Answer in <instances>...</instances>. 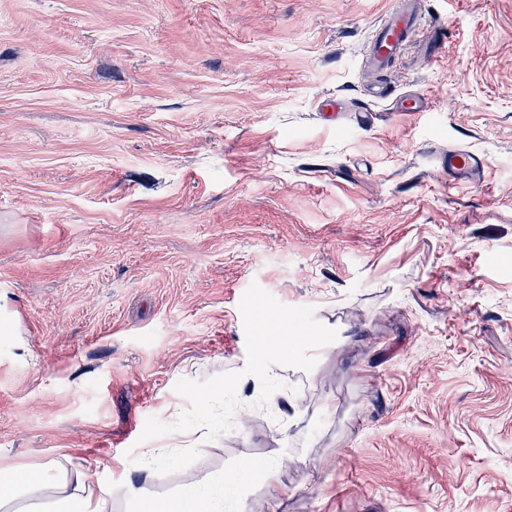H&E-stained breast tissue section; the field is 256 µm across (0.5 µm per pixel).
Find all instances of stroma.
I'll return each instance as SVG.
<instances>
[{"mask_svg": "<svg viewBox=\"0 0 512 512\" xmlns=\"http://www.w3.org/2000/svg\"><path fill=\"white\" fill-rule=\"evenodd\" d=\"M396 5L0 0V467L172 497L284 453L249 512H512V0H422L378 72ZM265 313L344 341L243 382ZM393 11L379 27L375 29L370 41L366 62L377 68H385L402 51L419 26V17L411 0ZM448 164V177L458 175L463 178L464 175L479 176L483 170V160L478 155L469 151H458L448 154L443 165Z\"/></svg>", "mask_w": 512, "mask_h": 512, "instance_id": "obj_1", "label": "stroma"}]
</instances>
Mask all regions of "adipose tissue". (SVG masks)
I'll return each instance as SVG.
<instances>
[{"label":"adipose tissue","instance_id":"obj_1","mask_svg":"<svg viewBox=\"0 0 512 512\" xmlns=\"http://www.w3.org/2000/svg\"><path fill=\"white\" fill-rule=\"evenodd\" d=\"M82 467L49 460L34 470H0V512H112L116 497L136 496L138 512H224V478L196 481L176 497L134 492L128 485L104 484L99 494L85 491Z\"/></svg>","mask_w":512,"mask_h":512}]
</instances>
